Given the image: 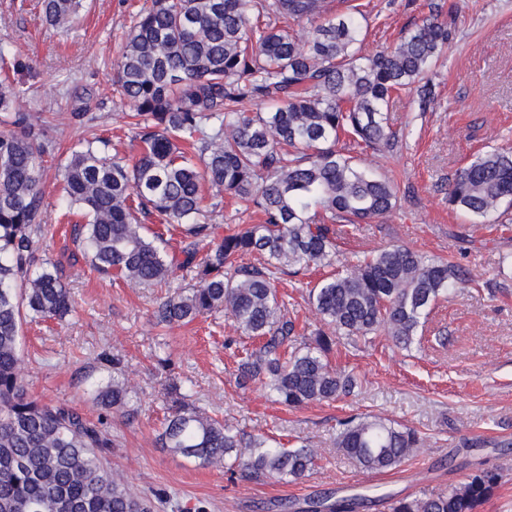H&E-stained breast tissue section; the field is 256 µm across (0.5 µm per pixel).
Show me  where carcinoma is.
<instances>
[{
  "instance_id": "carcinoma-1",
  "label": "carcinoma",
  "mask_w": 512,
  "mask_h": 512,
  "mask_svg": "<svg viewBox=\"0 0 512 512\" xmlns=\"http://www.w3.org/2000/svg\"><path fill=\"white\" fill-rule=\"evenodd\" d=\"M151 0L133 16L116 62V92L137 118L128 129L140 144L133 165L109 156V141L75 145L58 170L67 219L82 211L81 238L91 272L130 288L168 282L193 268L197 283L167 296L157 323L187 324L227 311L261 344L238 368L242 388L261 383L288 407L335 401L361 382L333 368L342 341L382 333L409 349L420 342L434 306L466 281L464 268L402 246L357 257L308 289V303L336 329L298 341L276 288L285 268L338 262L340 241L398 206L393 176L364 163L402 138L388 125L393 96L416 93L435 104L428 79L453 40L455 4L433 3L430 15L391 48L362 51L365 13L355 0ZM82 0H42L48 22L69 23ZM307 22L295 29L290 23ZM23 91L0 86V512H152L105 464L110 434L72 407L32 399L19 375L26 317L55 318L72 308L61 277L37 269L43 222L40 170L53 145L45 118L15 109ZM266 104L251 112L246 105ZM217 202L205 205L203 187ZM261 221L218 240L209 208L224 200ZM448 207L476 224H497L512 207V151L490 146L448 183ZM184 227L182 246L145 233L138 215ZM208 251L197 261L199 245ZM97 400L107 412L128 404L125 382L112 378ZM169 454L203 466L239 468L253 478L296 481L316 465L306 444L283 448L263 435L225 425L179 403L158 435ZM418 432L372 415L338 422L336 447L359 468H397L418 446ZM499 476L478 469L437 495L403 497L392 512H479ZM363 499L331 501L315 512H356Z\"/></svg>"
}]
</instances>
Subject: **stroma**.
<instances>
[{"label": "stroma", "mask_w": 512, "mask_h": 512, "mask_svg": "<svg viewBox=\"0 0 512 512\" xmlns=\"http://www.w3.org/2000/svg\"><path fill=\"white\" fill-rule=\"evenodd\" d=\"M430 0H370L363 48L373 53L395 43L429 14ZM146 0H84L75 23L46 22L39 0H0V78L23 87L18 107L44 113L56 146L42 171L45 223L38 263L62 276L74 310L63 319L25 325L20 376L42 401L78 409L104 421L112 436L109 470L130 491L151 500L153 512H306L325 493L367 495L363 512H391L394 499L436 494L478 469L500 482L480 512H512V211L508 226L470 225L446 201L448 181L469 157L489 145L512 147V0H456L451 48L429 72L437 102L421 110L417 95L394 98L390 123L401 145L383 157L401 198L379 222L361 225L342 247V263L390 245L450 257L469 275L431 313L420 345L404 350L383 336L335 346L333 367L358 374L362 387L332 403L289 408L272 402L261 384L240 388L236 376L244 337L228 314L205 315L187 325L157 324L154 312L168 294L195 284L190 269L169 284L124 288L87 272L71 225L58 223L65 205L57 177L68 149L79 141L110 139V154L134 161L129 138L113 140L131 109L115 91V60L133 14ZM319 269L280 275L287 315L297 317L306 340L322 323L307 301V282ZM119 365H112L111 357ZM125 379V412L105 413L96 402L113 377ZM250 434L292 446L310 443L315 468L303 479L233 478L223 468L200 466L159 447L157 436L179 398ZM371 414L416 430L422 442L387 472L358 468L334 445L336 422ZM489 438L468 447L469 439Z\"/></svg>", "instance_id": "stroma-1"}]
</instances>
